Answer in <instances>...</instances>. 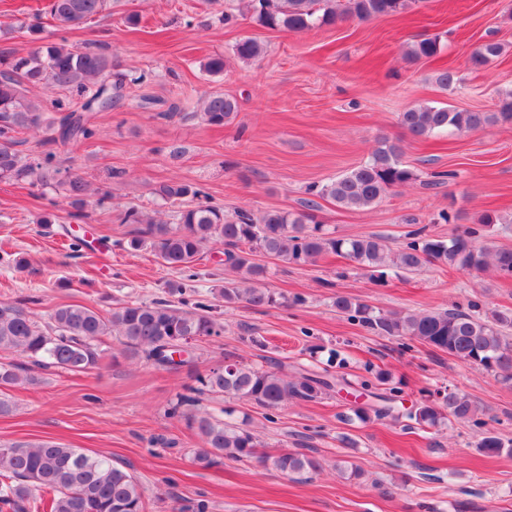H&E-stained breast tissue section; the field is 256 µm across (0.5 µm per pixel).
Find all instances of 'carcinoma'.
I'll list each match as a JSON object with an SVG mask.
<instances>
[{
  "mask_svg": "<svg viewBox=\"0 0 512 512\" xmlns=\"http://www.w3.org/2000/svg\"><path fill=\"white\" fill-rule=\"evenodd\" d=\"M415 0H246L255 21L272 30L301 33L353 18L367 21L402 13ZM108 0H49L47 13L55 26L69 30L104 16ZM441 50L439 38H425L412 44V60L431 58ZM501 43L489 40L473 53L476 66L489 63L502 53ZM233 56L243 62L258 58L262 46L253 39L237 42ZM134 76L114 69L112 56L104 46L71 49L42 44L25 56L0 53V181L30 182L42 188L60 187L75 212L84 219L89 203H104L107 196L84 177L60 176L57 149L76 146L96 134V114L112 109L126 98L127 87L141 83ZM34 88L67 92L66 99L52 102L55 115L46 116L42 102L30 96ZM236 97L211 93L205 99L201 118L209 125L222 126L239 112ZM512 124V93L506 94L491 112L457 110L450 106L419 105L399 115V124L413 137L430 136L453 129L474 132L487 126ZM32 131L42 135L40 155L31 158L21 146L19 135ZM400 140H380L369 159L339 177L310 188L313 198L297 212L268 210L259 216L237 210L224 213L218 205L186 207L178 211L177 224H159L148 214L130 208L122 222L132 225L128 245L133 250L148 247L162 265L185 274V282L169 285L168 293H182L195 281L198 256L210 243L224 245V267L234 278L224 284L220 297L226 305L245 302L254 307H272L283 296L262 287L267 270L253 261L260 251L286 264L304 265L327 253L340 254L358 268L382 279L396 268L416 273L432 264L439 267L482 272L494 268L502 277H512V249L494 248L476 240L477 230L452 232L437 237L416 229L405 242L391 249L378 236L340 238L324 232L316 212L315 198L330 200L344 209H365L381 202L395 189L416 181L419 174L401 159ZM153 194L169 204L187 197L198 198L203 191L181 181H168ZM27 299L0 300V350L13 351L30 362L0 363V387H17L36 381L33 370L61 368L86 372L101 360L99 343L111 336L123 352L161 367L164 349L186 338L219 336L224 323L212 314L213 305L201 297L190 309L169 299L149 303L126 301L112 308L109 316L79 304H64L52 310L46 325L28 311ZM336 310L378 336L416 339L463 362L482 368L504 383L512 382V310H494L481 315L476 306L469 311L450 309L400 313L370 306L358 299L338 296ZM375 382L361 388L376 403L352 406L345 420L366 423L393 413L391 398L378 387L392 383L391 376L378 371ZM199 386L179 395L168 409L172 416H184L197 426L202 446L192 452V461L202 467L227 459L255 458L283 475H304L319 470V462L305 453L258 452L256 437L247 422L232 423L201 411L202 396L222 393L275 410L288 402H313L347 384L329 373L301 370L290 378L274 368L264 369L234 362L211 370L198 379ZM477 406L468 394L454 391L439 403L425 402L408 418L420 426L437 427L447 417L470 419ZM478 448L490 454L503 451L501 438L484 435ZM44 512H146L141 486L125 468L104 455H91L58 441L13 443L0 446V512H32L37 504Z\"/></svg>",
  "mask_w": 512,
  "mask_h": 512,
  "instance_id": "obj_1",
  "label": "carcinoma"
}]
</instances>
